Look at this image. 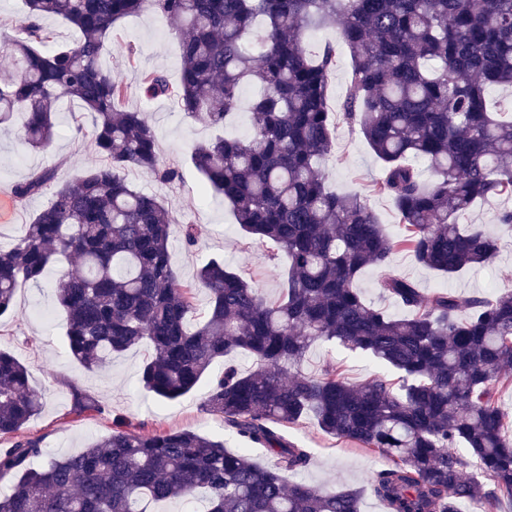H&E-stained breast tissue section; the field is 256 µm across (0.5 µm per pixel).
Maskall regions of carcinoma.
<instances>
[{
    "mask_svg": "<svg viewBox=\"0 0 512 512\" xmlns=\"http://www.w3.org/2000/svg\"><path fill=\"white\" fill-rule=\"evenodd\" d=\"M0 69V125L24 115L23 144L48 149L60 101L93 117L103 162L56 184L43 169L15 184L23 204L51 190L48 206L14 243L0 245V318L14 314L19 288L54 263L80 269L55 282L70 356L92 372L148 344L138 384L160 403L191 390L217 363L206 410L244 447L189 430L112 433L77 453L37 460L40 442L20 438L0 451V512H151L158 502L201 498L206 512H360L362 492L291 480L311 461L283 427L311 417L324 433L385 463L368 488L387 512H461L465 504L512 501V432L498 405L512 381V289L493 296L425 295L400 275L401 247L415 261L455 275L492 262L498 239L460 215L479 200H512V115L487 101L512 86V0H25ZM151 12L179 39V79L142 74L148 99L172 98L193 121L222 129L245 85H256L244 136L195 144L191 160L229 203L240 229L270 240L286 265L279 297L205 260L194 283L179 281L170 251L176 223L162 197L134 188L128 173L162 183L178 172L160 161L145 113L124 104L127 88L100 57L112 28ZM57 17L78 37L55 45L42 20ZM336 25L350 53L339 117L358 126L405 235L389 236L367 195L328 190L323 161L335 143L328 82L337 46L313 58L307 28ZM435 174L426 186L415 161ZM410 315L395 317L355 287L366 267ZM209 295L191 325L194 292ZM367 354L399 373L354 384L333 367L301 372L316 343ZM252 360L243 370L230 356ZM74 410L101 409L72 387ZM43 407L28 368L0 350V436H15ZM265 450L269 464L250 452Z\"/></svg>",
    "mask_w": 512,
    "mask_h": 512,
    "instance_id": "1",
    "label": "carcinoma"
}]
</instances>
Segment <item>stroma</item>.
I'll return each instance as SVG.
<instances>
[{"instance_id":"35a3bbf8","label":"stroma","mask_w":512,"mask_h":512,"mask_svg":"<svg viewBox=\"0 0 512 512\" xmlns=\"http://www.w3.org/2000/svg\"><path fill=\"white\" fill-rule=\"evenodd\" d=\"M130 46L136 51L131 61L126 58ZM101 62L117 81L127 86V106L145 112L154 126L162 161L179 172V179L173 184L160 183L154 175L143 171L130 172L128 179L137 189L160 194L175 218H188L197 225L194 246H185L177 236L172 239V258L181 282L191 283L199 263L220 255L245 279L261 288L266 297L277 298L278 270L269 260L276 251L275 245L243 236L236 227L231 207L205 193L204 178L190 160V145L208 139L211 129L185 118L173 99L147 101L139 95L143 72L160 71L173 81L179 76L178 41L166 23L150 14L123 20L113 28ZM71 109L70 103L61 104L56 142L48 152L25 148L18 137V123L0 128V195L9 199L5 218L0 221L1 245L21 237L33 215L50 200L49 194L44 193L18 203L11 197L13 185L45 168L53 169L56 182L63 183L78 171L101 163L92 142L90 116H83L81 124H74ZM325 169L330 190L369 192V203L386 232L395 238L403 236L404 227L391 199L370 191L381 176V166L358 129L338 122L335 146L325 161ZM500 207L497 201L481 202L461 218L462 223L482 225L497 235L499 253L492 263L448 277L417 264L411 253L402 248L392 257L395 269L426 294L490 296L498 288L512 285V233L502 230L496 222ZM78 267L74 260L53 266L45 283L21 288L14 316L0 321V348L10 351L27 366L32 387L44 398L42 411L22 430V437L39 440L46 456L56 457L77 452L109 434L114 421L121 418L131 432L191 430L224 441L227 449L239 448V441L225 431L223 420L203 407L204 387L161 404L138 385L136 376L148 352L147 346L116 356L106 369L97 372L86 371L72 361L65 346L66 320L50 283L62 271L73 272ZM329 366L336 367L349 382L356 384L380 370L371 358L327 343L314 345L301 369L305 374L317 375ZM75 386L94 397L100 404L99 410L75 412L71 393ZM286 433L311 451V462L302 472V479L339 489L362 490L361 512H386L383 504L366 490L371 474L381 467L377 456L324 434L309 419L288 426Z\"/></svg>"}]
</instances>
